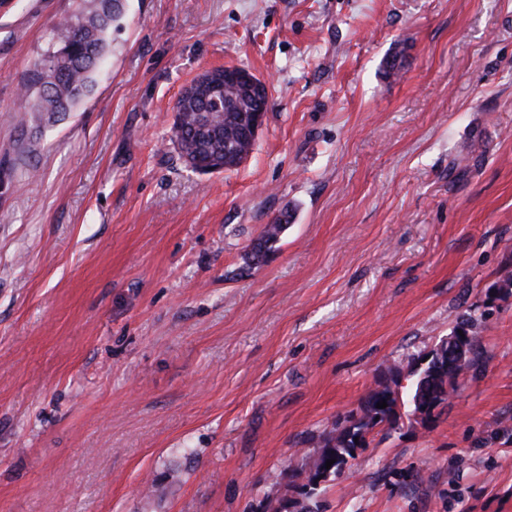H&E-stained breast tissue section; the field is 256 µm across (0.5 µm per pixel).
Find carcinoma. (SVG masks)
I'll use <instances>...</instances> for the list:
<instances>
[{
  "label": "carcinoma",
  "instance_id": "obj_1",
  "mask_svg": "<svg viewBox=\"0 0 512 512\" xmlns=\"http://www.w3.org/2000/svg\"><path fill=\"white\" fill-rule=\"evenodd\" d=\"M122 15L121 0H82L75 14L62 18L55 27L53 43L26 71L21 111L51 115L71 111L93 87L99 64L108 51L107 34ZM261 102L270 104V97L264 96ZM259 103L239 84L226 82L217 89L212 86L209 73L200 75L184 89L174 108L180 127L173 129V144L180 158L192 169L200 163L226 170L238 166L242 156L249 155L252 149L253 143L243 136L242 129ZM283 218L288 215L265 225L245 255L247 264L264 261L285 229ZM459 328L469 336L459 352L462 360H457L459 353L451 345L437 349L424 356L425 366L416 364L410 368L404 387L400 367L387 366L362 398L358 410L336 421L320 448L303 454L290 468V477L302 481L306 488L326 477V472L335 475L346 468L356 458V449L367 446V436L376 427H398L403 401L410 404L414 414L424 407L447 402L460 370L477 369L483 361L478 319L464 315ZM383 400L387 407L381 409L377 403ZM329 459L335 463L328 468Z\"/></svg>",
  "mask_w": 512,
  "mask_h": 512
}]
</instances>
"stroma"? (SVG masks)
I'll return each instance as SVG.
<instances>
[{"label": "stroma", "mask_w": 512, "mask_h": 512, "mask_svg": "<svg viewBox=\"0 0 512 512\" xmlns=\"http://www.w3.org/2000/svg\"><path fill=\"white\" fill-rule=\"evenodd\" d=\"M75 8L0 0V512H275L289 466L464 313L482 367L309 505L512 512V295L490 290L512 270V0H126L92 92L21 111ZM227 66L270 107L248 159L203 174L173 107ZM285 218L288 224L287 215H281L275 218L271 224H266L260 238L252 245L251 250L245 255L247 265H257L264 261L267 252L272 246L280 239L282 231L285 229L286 224H282L281 218Z\"/></svg>", "instance_id": "35a3bbf8"}]
</instances>
